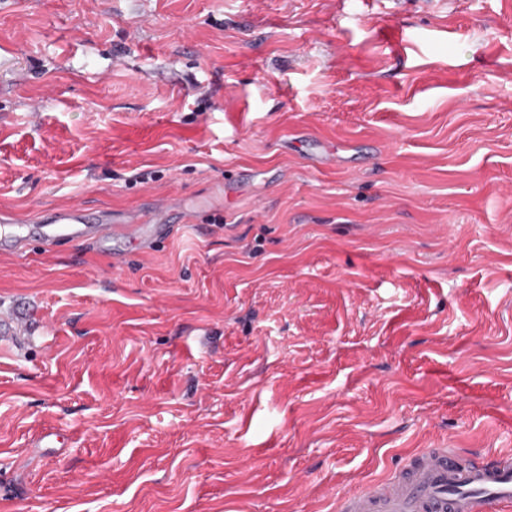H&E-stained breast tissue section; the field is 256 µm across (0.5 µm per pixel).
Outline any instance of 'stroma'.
<instances>
[{
    "instance_id": "stroma-1",
    "label": "stroma",
    "mask_w": 512,
    "mask_h": 512,
    "mask_svg": "<svg viewBox=\"0 0 512 512\" xmlns=\"http://www.w3.org/2000/svg\"><path fill=\"white\" fill-rule=\"evenodd\" d=\"M157 198L120 268L0 255V512H336L512 450V0H0V209Z\"/></svg>"
}]
</instances>
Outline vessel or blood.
Wrapping results in <instances>:
<instances>
[{"label": "vessel or blood", "instance_id": "vessel-or-blood-1", "mask_svg": "<svg viewBox=\"0 0 512 512\" xmlns=\"http://www.w3.org/2000/svg\"><path fill=\"white\" fill-rule=\"evenodd\" d=\"M170 216L169 208L156 202L148 223L117 224L110 213L75 204L48 213L42 241L53 247L96 244L118 252L164 238ZM0 223L8 227L0 251L15 253L25 244L20 227L5 212ZM338 512H512V451L463 464L453 449H426L383 481L344 495Z\"/></svg>", "mask_w": 512, "mask_h": 512}]
</instances>
